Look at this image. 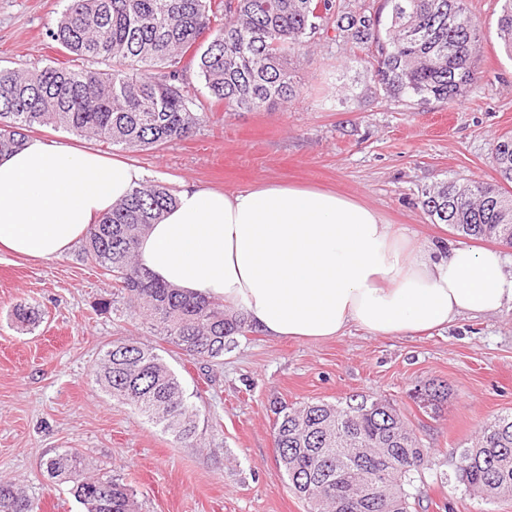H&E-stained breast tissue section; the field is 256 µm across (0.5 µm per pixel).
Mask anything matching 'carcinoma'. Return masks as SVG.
<instances>
[{"label": "carcinoma", "mask_w": 512, "mask_h": 512, "mask_svg": "<svg viewBox=\"0 0 512 512\" xmlns=\"http://www.w3.org/2000/svg\"><path fill=\"white\" fill-rule=\"evenodd\" d=\"M500 2L497 34L512 59V0ZM333 22L359 45L352 61L365 64L390 99L451 107L479 81L480 30L466 0H382L359 12L337 0H66L49 37L71 61L87 66L0 67V154L47 125L131 151L189 137L208 119L182 78L189 54L208 95L226 112L288 103L297 96L291 57ZM493 161L512 181V135L495 140ZM175 202L169 187L140 184L89 227L82 255L112 278L125 316L190 359L217 363L225 346L248 331L244 314L183 294L136 262L140 237ZM422 208L433 223L469 238L500 242L503 225L512 223V194L487 183L443 182L425 193ZM14 317L33 328L41 313L20 305ZM94 380L112 401L135 408L176 439L197 437V409L155 348L132 339L113 342ZM274 437L288 488L310 512H410L404 485L419 473L426 449L390 403L283 406ZM456 455L464 463L456 467L457 479L466 487L487 499L512 497V413L486 423ZM43 466L69 487L83 512H139L132 490L89 472L78 448L55 450ZM0 512H36V506L0 479Z\"/></svg>", "instance_id": "1"}]
</instances>
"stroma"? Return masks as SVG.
<instances>
[{
    "instance_id": "obj_1",
    "label": "stroma",
    "mask_w": 512,
    "mask_h": 512,
    "mask_svg": "<svg viewBox=\"0 0 512 512\" xmlns=\"http://www.w3.org/2000/svg\"><path fill=\"white\" fill-rule=\"evenodd\" d=\"M64 0H0V66L38 69L57 60L49 33ZM481 29L480 80L454 106H417L384 96L357 48L318 31L293 59L298 94L272 110L212 106L185 139L158 150L101 151L134 162L172 188L239 191L260 183L326 188L375 210L417 241L470 245L431 223L425 189L482 181L512 193L491 159L512 134V59L497 35L499 0H467ZM112 281L83 259L0 253V478L22 488L37 512H81L41 468L57 448L81 449L91 470L132 487L141 512H307L288 489L273 430L280 406L390 402L429 452L406 491L416 512H512L456 477V449L495 416L512 412V309L473 313L426 333L374 336L350 328L330 339L236 337L216 365L190 360L146 328L106 310ZM33 305L39 326L12 313ZM152 345L201 413V436L182 442L131 407L116 404L93 371L113 341ZM446 385L439 409L423 407L424 383Z\"/></svg>"
}]
</instances>
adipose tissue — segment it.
I'll return each mask as SVG.
<instances>
[{
	"label": "adipose tissue",
	"mask_w": 512,
	"mask_h": 512,
	"mask_svg": "<svg viewBox=\"0 0 512 512\" xmlns=\"http://www.w3.org/2000/svg\"><path fill=\"white\" fill-rule=\"evenodd\" d=\"M145 178L123 159L28 139L0 156V252L62 256ZM137 262L162 283L242 310L274 338L321 340L352 326L422 333L512 307L501 250L414 242L356 199L297 185H182Z\"/></svg>",
	"instance_id": "adipose-tissue-1"
}]
</instances>
